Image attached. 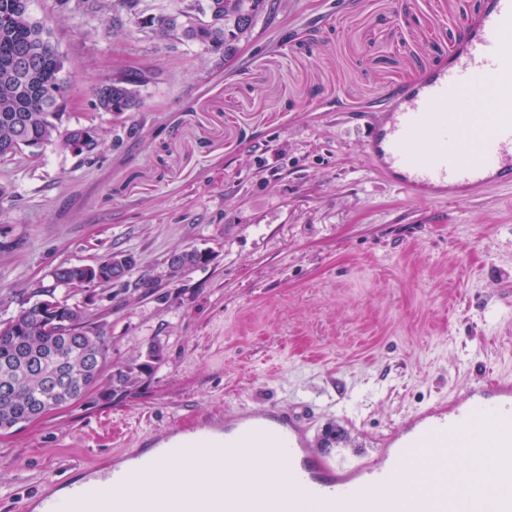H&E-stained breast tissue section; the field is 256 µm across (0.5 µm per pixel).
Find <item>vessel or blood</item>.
Masks as SVG:
<instances>
[{"instance_id":"vessel-or-blood-1","label":"vessel or blood","mask_w":512,"mask_h":512,"mask_svg":"<svg viewBox=\"0 0 512 512\" xmlns=\"http://www.w3.org/2000/svg\"><path fill=\"white\" fill-rule=\"evenodd\" d=\"M364 151L385 180L436 202L512 188V0H483L458 44L403 85L367 123ZM311 428L274 405H238L223 429L198 423L157 441L137 466H93L43 493L38 512H449L448 485L474 487L464 512H512V380L465 386L385 434L376 456L346 467L310 445ZM466 460L450 471L449 454ZM169 456L208 477L191 499L140 502L121 490ZM287 483V492L272 489Z\"/></svg>"}]
</instances>
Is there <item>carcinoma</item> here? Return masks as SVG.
I'll use <instances>...</instances> for the list:
<instances>
[{"label": "carcinoma", "mask_w": 512, "mask_h": 512, "mask_svg": "<svg viewBox=\"0 0 512 512\" xmlns=\"http://www.w3.org/2000/svg\"><path fill=\"white\" fill-rule=\"evenodd\" d=\"M139 0H114L112 10H126L141 30L165 40L199 44L221 51L224 60L236 56L241 41L252 35L257 19L268 13V0H187L172 12L146 13L136 10ZM62 12H97L101 0H56ZM34 0H0V16H13L12 24L0 27V160L12 159L24 150L48 144L74 156L92 153L99 144V129L79 142L75 127L60 131L68 104L61 78L65 61L53 52L40 57L35 73L20 76L14 59L22 47H32L37 39H52L48 19L33 13ZM186 29L176 35L177 27ZM154 80L148 70L130 69L119 73L94 91L92 106L102 112H132L139 106L138 88ZM202 264L200 252L184 249L172 277ZM84 268L68 265L66 278L33 286L18 301L16 313L0 321V426H16L29 420L34 408L44 414L77 401L96 386L111 366L108 346L100 326L81 341H70L64 332L87 317L80 305L61 296V323L50 332L43 331L42 319L33 298L55 293L58 287H70V280L81 277ZM151 369L149 362L120 366L111 374L110 395L116 396L135 386Z\"/></svg>", "instance_id": "obj_1"}]
</instances>
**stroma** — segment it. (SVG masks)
I'll list each match as a JSON object with an SVG mask.
<instances>
[{
    "instance_id": "obj_1",
    "label": "stroma",
    "mask_w": 512,
    "mask_h": 512,
    "mask_svg": "<svg viewBox=\"0 0 512 512\" xmlns=\"http://www.w3.org/2000/svg\"><path fill=\"white\" fill-rule=\"evenodd\" d=\"M481 0H278L237 55L138 30L127 12L52 15L69 106L63 127L111 135L80 158L44 146L0 162V320L62 264L132 254L127 284L65 292L140 384L93 392L0 433V512L82 476L189 416L291 405L343 464L424 407L490 373L512 376V195L454 204L385 183L365 118L419 77ZM123 31L113 34L112 19ZM158 74L135 111H93L96 85ZM185 248L207 263L172 278ZM150 369L151 365L148 361L117 367L111 374L112 388L109 391L110 395L117 396L120 392L128 391V388L134 387L142 375L148 374Z\"/></svg>"
}]
</instances>
